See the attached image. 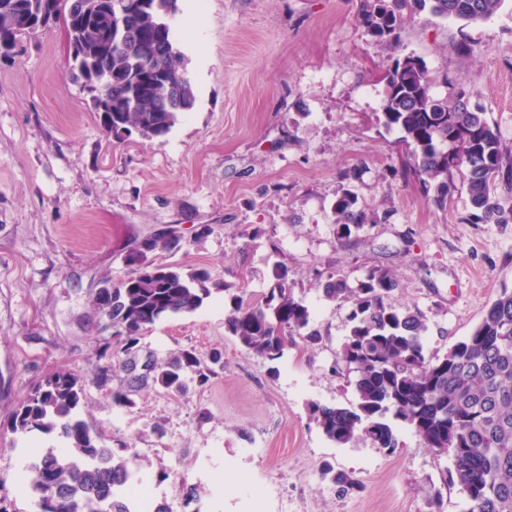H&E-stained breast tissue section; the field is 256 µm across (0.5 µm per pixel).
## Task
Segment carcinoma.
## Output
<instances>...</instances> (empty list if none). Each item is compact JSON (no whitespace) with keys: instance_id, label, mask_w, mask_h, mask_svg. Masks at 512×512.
<instances>
[{"instance_id":"carcinoma-1","label":"carcinoma","mask_w":512,"mask_h":512,"mask_svg":"<svg viewBox=\"0 0 512 512\" xmlns=\"http://www.w3.org/2000/svg\"><path fill=\"white\" fill-rule=\"evenodd\" d=\"M71 0H0V36L16 44L29 27L45 28L66 18ZM85 17L65 22L70 75L80 87L111 82L105 104L104 130L116 137L136 132L144 139L168 134L196 101L184 68L183 54L165 26L177 12V0H148L136 16L98 10L96 0ZM505 0H360L357 20L364 30L391 49L398 47L407 15L430 8L433 16L467 24L486 21ZM447 96L433 95L434 79L422 60L395 58L386 75L381 122L401 133L411 157L408 176L423 197L443 208L463 171L470 224H508L512 208L499 202L497 189L512 194V149L503 145L486 113L472 103L463 81L442 75ZM337 238L345 239L368 223L358 196L344 186L333 204ZM170 226L126 256L132 272L117 284H102L93 301L112 329V339L93 348L97 375H120L112 391L117 405L130 395L159 386L185 390V374L199 384L212 370L201 369L193 351L166 362L140 357L143 334L170 314L194 313L209 296L206 268L184 272L147 259V253L177 248L181 238ZM273 286L257 303L232 297L225 328L248 352L274 361L288 349V339L320 340L310 328V311L294 292L287 265L272 267ZM395 279L386 271L370 272L353 283L331 275L322 294L349 307V332L331 373L345 370L356 402L311 406V417L325 437L346 445L364 438L377 448L399 445L395 425L412 427L424 445L452 456L454 470L443 485L458 487L469 512H512V289L502 288L484 309L479 323L463 341L443 355L427 354L428 331L418 309L395 305ZM84 385L60 370L46 375L13 412V434L55 433L68 451L40 454L30 468L27 488L39 512H131L129 490L136 457L120 456L99 444L78 409Z\"/></svg>"}]
</instances>
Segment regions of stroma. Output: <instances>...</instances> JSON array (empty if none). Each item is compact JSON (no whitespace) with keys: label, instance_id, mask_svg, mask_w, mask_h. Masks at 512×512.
<instances>
[{"label":"stroma","instance_id":"obj_1","mask_svg":"<svg viewBox=\"0 0 512 512\" xmlns=\"http://www.w3.org/2000/svg\"><path fill=\"white\" fill-rule=\"evenodd\" d=\"M172 31L197 101L166 136L107 135L88 96L67 74L62 24L24 38L0 58V496L10 512H35L19 494L18 451L59 449L55 435L16 437L12 413L45 375L84 383L80 418L114 450L138 457L139 478L169 512H466L441 483L449 455L398 426L399 446L330 442L313 403L355 400L347 375L328 368L347 332V307L321 283L390 272L397 305L421 309L428 352L464 340L501 288L512 289V223L464 222L466 196L446 208L414 182L393 177L406 160L400 134L378 121L384 76L397 54L431 75L461 77L503 143L512 146V0L490 20L408 18L393 51L358 25L355 0H178ZM475 47L456 51L461 40ZM371 224L338 238L332 206L343 172ZM179 248L152 252L182 270L207 268L211 294L191 314L158 321L144 347L164 361L192 350L223 354L205 385L150 388L116 405L118 376L100 381L92 362L105 317L98 282L129 275L128 253L159 229ZM286 263L322 339L268 361L225 327L230 298L259 301ZM239 484L218 492L216 471ZM345 474L353 488L333 478ZM196 487L193 501L180 489Z\"/></svg>","mask_w":512,"mask_h":512}]
</instances>
